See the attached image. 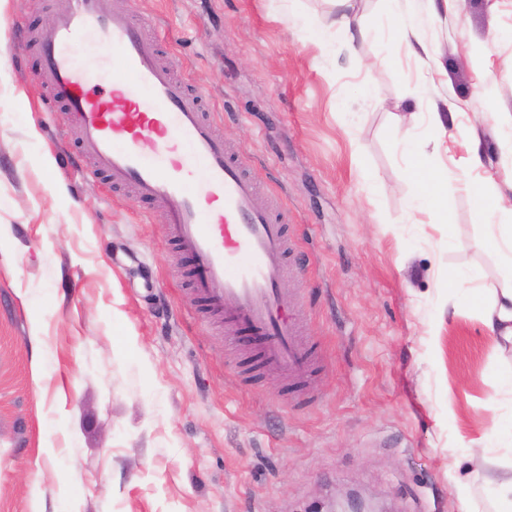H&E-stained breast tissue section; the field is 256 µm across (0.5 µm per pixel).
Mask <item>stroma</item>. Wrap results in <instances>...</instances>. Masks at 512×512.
I'll return each instance as SVG.
<instances>
[{
	"mask_svg": "<svg viewBox=\"0 0 512 512\" xmlns=\"http://www.w3.org/2000/svg\"><path fill=\"white\" fill-rule=\"evenodd\" d=\"M134 5L292 212L282 288L317 350L311 399L274 372L250 384L162 214L84 176L21 50L53 12L0 0V512H329L354 492L497 512L469 473L512 471V347L448 273L502 276L464 186L512 198V0H357L351 46L304 24H329L332 0ZM432 112L450 130L431 156L444 212L412 208L402 148Z\"/></svg>",
	"mask_w": 512,
	"mask_h": 512,
	"instance_id": "1",
	"label": "stroma"
}]
</instances>
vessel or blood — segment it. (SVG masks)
<instances>
[{
  "label": "vessel or blood",
  "mask_w": 512,
  "mask_h": 512,
  "mask_svg": "<svg viewBox=\"0 0 512 512\" xmlns=\"http://www.w3.org/2000/svg\"><path fill=\"white\" fill-rule=\"evenodd\" d=\"M53 8L54 25L35 37V76L87 173L161 209L201 308L229 337L247 335L251 376L277 373L285 394L303 396L315 357L279 288L295 245L287 209L261 200L208 101L163 61L134 6L55 0ZM80 42L111 65V87L79 65Z\"/></svg>",
  "instance_id": "vessel-or-blood-1"
}]
</instances>
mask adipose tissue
Returning <instances> with one entry per match:
<instances>
[{
    "label": "adipose tissue",
    "mask_w": 512,
    "mask_h": 512,
    "mask_svg": "<svg viewBox=\"0 0 512 512\" xmlns=\"http://www.w3.org/2000/svg\"><path fill=\"white\" fill-rule=\"evenodd\" d=\"M430 128L431 137L419 142L411 150L415 163L409 174L419 187L415 203L443 211L448 206V175L444 172H431L427 165L430 149L437 147L441 136L448 132L441 113H432ZM468 194L472 218L484 227L489 243L500 254L504 269L502 286L495 289L491 300L482 306V322L495 336L512 344V225L492 221L494 209L503 200L495 185L472 184L468 187Z\"/></svg>",
    "instance_id": "adipose-tissue-1"
}]
</instances>
